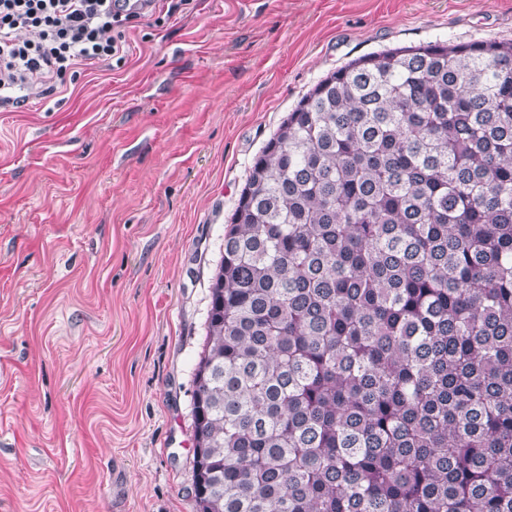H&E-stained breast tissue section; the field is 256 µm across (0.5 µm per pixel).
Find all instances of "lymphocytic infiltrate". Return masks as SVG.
I'll list each match as a JSON object with an SVG mask.
<instances>
[{
  "instance_id": "obj_1",
  "label": "lymphocytic infiltrate",
  "mask_w": 512,
  "mask_h": 512,
  "mask_svg": "<svg viewBox=\"0 0 512 512\" xmlns=\"http://www.w3.org/2000/svg\"><path fill=\"white\" fill-rule=\"evenodd\" d=\"M157 0H0V102L25 106L43 85L121 54Z\"/></svg>"
}]
</instances>
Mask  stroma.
<instances>
[{"mask_svg": "<svg viewBox=\"0 0 512 512\" xmlns=\"http://www.w3.org/2000/svg\"><path fill=\"white\" fill-rule=\"evenodd\" d=\"M512 0H192L0 108V512H197L193 369L250 166L328 73Z\"/></svg>", "mask_w": 512, "mask_h": 512, "instance_id": "35a3bbf8", "label": "stroma"}]
</instances>
